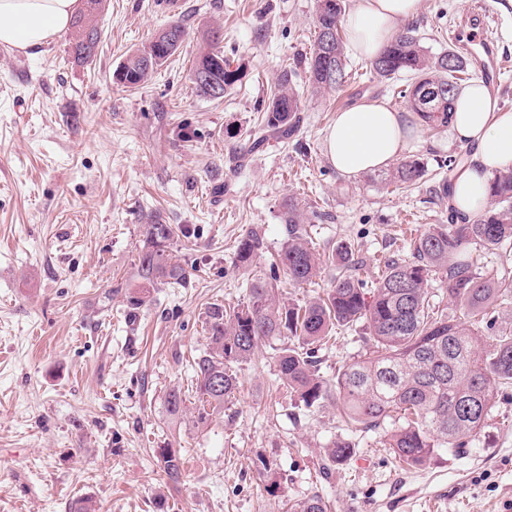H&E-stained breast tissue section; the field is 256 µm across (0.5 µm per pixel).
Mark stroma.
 I'll use <instances>...</instances> for the list:
<instances>
[{
  "mask_svg": "<svg viewBox=\"0 0 512 512\" xmlns=\"http://www.w3.org/2000/svg\"><path fill=\"white\" fill-rule=\"evenodd\" d=\"M471 0H421L413 20L425 47L451 48ZM314 0H183V49L144 85L112 75L170 21L154 0H106L92 63L69 54L71 30L22 54L0 46V512H69L88 498L97 512H291L319 496L329 512H512V387L497 391L480 447L438 451L406 467L382 430L346 426L335 400L307 410L282 386L271 344L239 374L222 410L199 421L190 393L194 358L207 348L203 312L246 301L248 276L235 263L238 238L260 227L268 269L285 239L283 204L301 200L318 252L354 243L361 278L381 275L417 229L448 221L438 193L442 163H467L471 148L449 128H420L406 149L428 173L398 189L384 172L352 179L328 162L324 140L337 112L363 97L405 106L349 56L355 79L315 91L305 71L294 86L300 126L236 160L258 130L278 76L315 38ZM496 91L512 110V0H498ZM224 28V57L243 75L223 99L198 96L190 80L202 30ZM182 225L173 256L183 286L159 283L130 310L140 284L144 224ZM369 347L363 328L318 351L321 374ZM183 391V412L166 409ZM346 441L354 453L329 461ZM181 450L180 484L158 459Z\"/></svg>",
  "mask_w": 512,
  "mask_h": 512,
  "instance_id": "1",
  "label": "stroma"
}]
</instances>
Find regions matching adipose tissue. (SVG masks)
I'll return each instance as SVG.
<instances>
[{"label":"adipose tissue","mask_w":512,"mask_h":512,"mask_svg":"<svg viewBox=\"0 0 512 512\" xmlns=\"http://www.w3.org/2000/svg\"><path fill=\"white\" fill-rule=\"evenodd\" d=\"M419 7L420 0H353L343 17L350 47L374 59ZM79 8V0H0V46L24 54L35 50L65 30ZM418 120L415 113L393 111L384 101L363 99L337 113L325 137V155L348 177L383 170L403 153ZM448 121L454 138L474 149L448 187V204L464 221L487 207L492 172L512 166V111L501 109L478 81L458 96Z\"/></svg>","instance_id":"adipose-tissue-1"}]
</instances>
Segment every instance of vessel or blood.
<instances>
[{"label":"vessel or blood","mask_w":512,"mask_h":512,"mask_svg":"<svg viewBox=\"0 0 512 512\" xmlns=\"http://www.w3.org/2000/svg\"><path fill=\"white\" fill-rule=\"evenodd\" d=\"M494 12L492 0H475L454 35L481 78L490 84L498 83L503 69L496 43L488 33V18Z\"/></svg>","instance_id":"vessel-or-blood-1"}]
</instances>
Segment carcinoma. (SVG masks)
<instances>
[{
	"mask_svg": "<svg viewBox=\"0 0 512 512\" xmlns=\"http://www.w3.org/2000/svg\"><path fill=\"white\" fill-rule=\"evenodd\" d=\"M103 2L84 0L71 23V56L77 63H88L95 56L99 41L95 20ZM344 3L316 0L314 47L299 64L318 91L333 89L349 78L341 35L323 44L325 32L339 30ZM187 37L181 21H170L127 56L117 68L123 77H115L116 82L128 88L141 85L157 71L147 61L167 62ZM202 40L191 80L199 96L221 99L240 80L242 69L232 68L224 59L221 28L206 29ZM467 66L466 58L454 49L428 51L413 26L371 62L376 77L385 82L404 73L411 75V82L396 96L429 126L448 125V115L462 91L460 75ZM295 74L293 67L280 74L278 91L265 106L263 126L250 135L249 149L270 140L285 141L297 131L301 108L293 85ZM425 174L424 163L412 156L399 162L386 181L407 188ZM488 195V206L475 220L421 229L410 254L384 261V270L369 291L359 277L355 245L339 244L323 255L316 252L303 205L288 198L284 203L287 239L278 264L295 284L313 282L325 266L335 270L331 285L302 304L276 300L273 283L254 271L255 258L266 248L265 237L257 228L248 229L235 247L237 265L252 273L247 301L236 307L213 302L205 309L208 349L193 365L199 420L206 418L207 409H221L233 397L238 366L259 344L279 340L281 380L305 408L336 397L348 425L383 430L386 447L406 464L421 466L441 448L465 453L475 446L491 414L494 390L512 385V331L480 336L472 326L492 325L497 307L512 302V279L461 254L470 248L496 253L512 244V167L493 173ZM143 230L142 285L127 297L134 309L145 303L148 289L158 280L180 284L186 279L185 270L171 254L175 226L156 219ZM436 279L445 286L448 302L463 309L472 322L455 320L436 308L430 292ZM359 324L368 331L369 350L338 369L334 379L323 378L316 360L318 347L336 330ZM353 451L350 443L338 442L328 456L340 463ZM160 456L166 479L179 482L182 457L170 448L161 449Z\"/></svg>",
	"mask_w": 512,
	"mask_h": 512,
	"instance_id": "obj_1",
	"label": "carcinoma"
}]
</instances>
